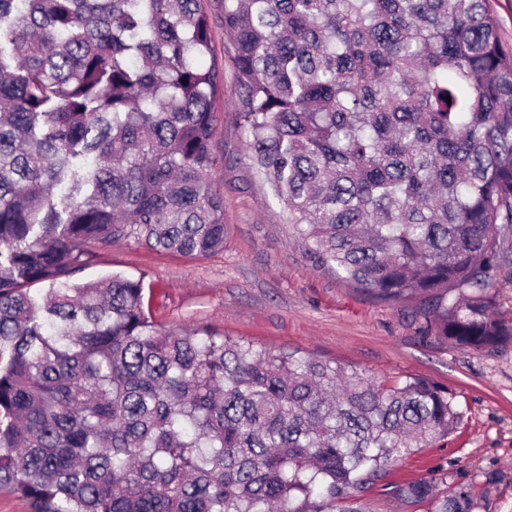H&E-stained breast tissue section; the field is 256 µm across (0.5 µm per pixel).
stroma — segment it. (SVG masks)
Returning <instances> with one entry per match:
<instances>
[{"mask_svg": "<svg viewBox=\"0 0 512 512\" xmlns=\"http://www.w3.org/2000/svg\"><path fill=\"white\" fill-rule=\"evenodd\" d=\"M211 50L224 77L213 105L214 189L224 198V247L201 257L158 252L124 238L90 244L81 282L119 273L144 281V303L162 330L203 328L273 353L296 350L375 376L443 384L460 411L453 432L388 467L361 493L365 512H428L391 489L446 478L473 496L472 512H512V341L475 352L425 332L417 305L371 299L316 265L269 186L251 165L236 121L233 47L222 0H207Z\"/></svg>", "mask_w": 512, "mask_h": 512, "instance_id": "stroma-1", "label": "stroma"}]
</instances>
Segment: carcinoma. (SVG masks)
<instances>
[{"label": "carcinoma", "instance_id": "1", "mask_svg": "<svg viewBox=\"0 0 512 512\" xmlns=\"http://www.w3.org/2000/svg\"><path fill=\"white\" fill-rule=\"evenodd\" d=\"M222 23L250 160L317 262L451 344L511 341L512 52L487 0H224ZM211 41L202 0H0V489L42 512H364L460 418L430 379L162 331L143 281L75 282L91 241L224 246ZM393 495L472 512L443 477ZM495 281L492 292L494 293L495 309L506 320H512V283L502 281L494 273Z\"/></svg>", "mask_w": 512, "mask_h": 512}]
</instances>
